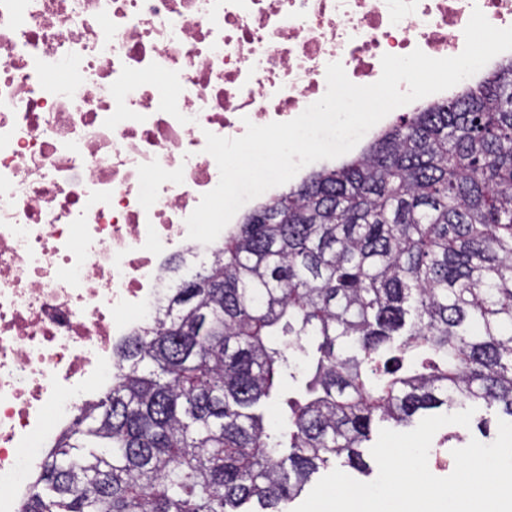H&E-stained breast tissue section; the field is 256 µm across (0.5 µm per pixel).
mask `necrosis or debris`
<instances>
[{"mask_svg": "<svg viewBox=\"0 0 512 512\" xmlns=\"http://www.w3.org/2000/svg\"><path fill=\"white\" fill-rule=\"evenodd\" d=\"M476 8L512 26V0H0V512L216 253L186 226L206 133L296 118L331 62L368 85L383 55H458Z\"/></svg>", "mask_w": 512, "mask_h": 512, "instance_id": "obj_1", "label": "necrosis or debris"}]
</instances>
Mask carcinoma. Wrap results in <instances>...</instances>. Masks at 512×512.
Wrapping results in <instances>:
<instances>
[{
  "label": "carcinoma",
  "instance_id": "obj_1",
  "mask_svg": "<svg viewBox=\"0 0 512 512\" xmlns=\"http://www.w3.org/2000/svg\"><path fill=\"white\" fill-rule=\"evenodd\" d=\"M286 378L303 399L273 428ZM473 403L512 418V60L244 216L22 512H286L330 460L362 468L375 425Z\"/></svg>",
  "mask_w": 512,
  "mask_h": 512
}]
</instances>
